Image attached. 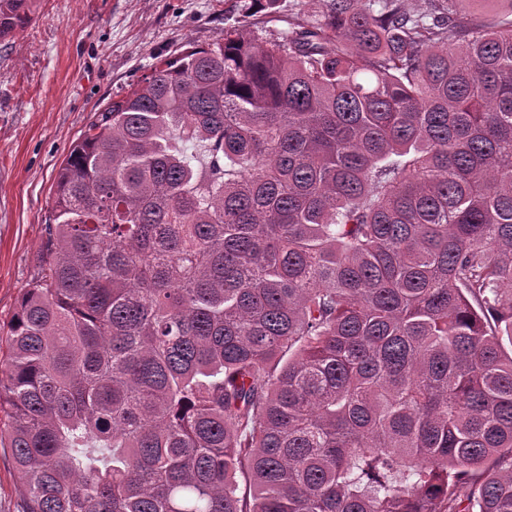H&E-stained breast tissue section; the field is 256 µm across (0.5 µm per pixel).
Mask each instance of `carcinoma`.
I'll return each mask as SVG.
<instances>
[{"label":"carcinoma","instance_id":"1","mask_svg":"<svg viewBox=\"0 0 512 512\" xmlns=\"http://www.w3.org/2000/svg\"><path fill=\"white\" fill-rule=\"evenodd\" d=\"M286 23L159 60L57 171L0 357L24 512H512V10Z\"/></svg>","mask_w":512,"mask_h":512}]
</instances>
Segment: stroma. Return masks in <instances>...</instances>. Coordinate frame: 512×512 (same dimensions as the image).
<instances>
[{"instance_id": "1", "label": "stroma", "mask_w": 512, "mask_h": 512, "mask_svg": "<svg viewBox=\"0 0 512 512\" xmlns=\"http://www.w3.org/2000/svg\"><path fill=\"white\" fill-rule=\"evenodd\" d=\"M34 21L0 42V327L37 271L53 182L96 110L153 64L242 24L252 0H37Z\"/></svg>"}]
</instances>
